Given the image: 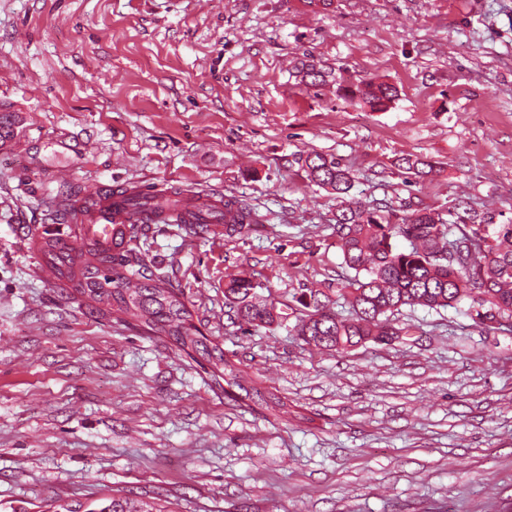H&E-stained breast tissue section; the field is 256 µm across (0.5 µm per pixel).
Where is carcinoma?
I'll return each instance as SVG.
<instances>
[{"mask_svg":"<svg viewBox=\"0 0 512 512\" xmlns=\"http://www.w3.org/2000/svg\"><path fill=\"white\" fill-rule=\"evenodd\" d=\"M346 94L373 111L386 110L398 99L394 86L375 81L350 87ZM16 124L17 116L0 113V141L13 137ZM398 167L416 179L436 173L434 163L422 157H403ZM304 168L310 182L336 195L338 247L345 265L355 271L354 277L336 283V296L349 305L347 317L326 308L321 289H302L296 299L295 329L306 343L338 352L367 341L387 344L409 335V328L394 323L402 307L437 310L465 300L477 323L489 317L499 321L492 330L512 332L506 325L512 320V224H490L462 201L454 206L452 223L427 209L395 222L393 209L385 203L365 206L347 199L354 174L341 159L311 153ZM172 216L179 224H224L230 233L257 223L253 211L237 199L226 198L219 208L192 204L179 192L168 197L166 211L156 219L167 224ZM400 240L408 246L399 247ZM38 251L57 280L126 316L134 326L167 336L177 351L202 359L214 377L224 380V392L237 389L268 410L286 407L280 396L257 387L240 360L228 357L202 333L182 294L161 287L147 271L127 263L124 239L113 243L110 254L91 244L66 250L52 239L41 241ZM224 298L242 324L270 326L284 320L276 305L261 298L250 277L229 278ZM98 512L154 510L132 497L114 496Z\"/></svg>","mask_w":512,"mask_h":512,"instance_id":"carcinoma-1","label":"carcinoma"}]
</instances>
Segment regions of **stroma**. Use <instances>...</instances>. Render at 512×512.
Returning <instances> with one entry per match:
<instances>
[{
  "mask_svg": "<svg viewBox=\"0 0 512 512\" xmlns=\"http://www.w3.org/2000/svg\"><path fill=\"white\" fill-rule=\"evenodd\" d=\"M308 65L398 98L374 112L313 94ZM1 112L20 122L0 145V512L115 495L163 512H512V335L464 303L406 306L411 337L335 352L224 305L241 271L280 307L349 276L311 152L353 171L362 204L464 200L512 224V0H0ZM409 155L437 173L407 182ZM117 187L257 214L232 235L145 224L129 247L287 413L226 395L49 275L37 240Z\"/></svg>",
  "mask_w": 512,
  "mask_h": 512,
  "instance_id": "1",
  "label": "stroma"
}]
</instances>
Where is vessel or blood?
Segmentation results:
<instances>
[{"mask_svg":"<svg viewBox=\"0 0 512 512\" xmlns=\"http://www.w3.org/2000/svg\"><path fill=\"white\" fill-rule=\"evenodd\" d=\"M141 220L139 213L131 211L123 194H99L95 197V205L84 218L77 234L68 236L71 244L83 240H92L101 247L112 245V233L115 225H122L125 235H132L133 227Z\"/></svg>","mask_w":512,"mask_h":512,"instance_id":"vessel-or-blood-1","label":"vessel or blood"}]
</instances>
